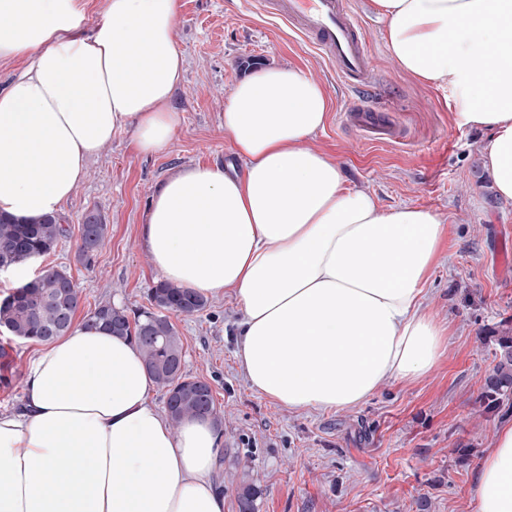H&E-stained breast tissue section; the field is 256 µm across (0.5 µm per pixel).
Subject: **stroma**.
<instances>
[{"label": "stroma", "instance_id": "35a3bbf8", "mask_svg": "<svg viewBox=\"0 0 512 512\" xmlns=\"http://www.w3.org/2000/svg\"><path fill=\"white\" fill-rule=\"evenodd\" d=\"M371 62V82L356 93L349 81L287 21L257 0H178L177 44L184 58L173 103L183 122L169 145L142 153L130 132L118 133L88 166L63 205L70 233L39 269H66L82 290L79 316L101 303L146 305L160 274L139 239L153 194L187 165L218 163L241 170L221 124L233 85L251 70L296 66L329 95L325 127L311 146L341 165L347 186L373 194L382 209L412 204L450 226L444 256L433 270L425 305L449 325L438 365L415 382H388L350 410L291 411L252 389L235 356L238 309L231 296L208 299L192 317L172 316L188 374L208 381L223 421V453L215 474L224 512H238L236 489L250 479L262 490L259 512H469L476 468L498 427L512 420V400L479 402L495 365L493 336L512 326V270L497 263L512 245V201L500 198L482 154L486 131L451 116V91L423 85L393 62L385 23L368 0H348ZM367 101L398 131L375 141L344 128L339 112ZM98 209L106 238L92 265L77 257L84 213ZM36 343L0 330L6 365L0 410L19 407ZM469 456H461V449Z\"/></svg>", "mask_w": 512, "mask_h": 512}]
</instances>
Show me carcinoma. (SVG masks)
<instances>
[{"label":"carcinoma","mask_w":512,"mask_h":512,"mask_svg":"<svg viewBox=\"0 0 512 512\" xmlns=\"http://www.w3.org/2000/svg\"><path fill=\"white\" fill-rule=\"evenodd\" d=\"M107 224L98 211H90L81 224L78 258L86 263L101 247ZM69 235L64 217L48 216L19 222L0 215V269L55 250ZM148 309H129L112 303L100 304L86 316L90 326L108 327L116 336L131 339L140 351L147 371L163 392L164 408L172 426L209 412L219 421L211 386L185 371L174 373L173 360L183 357V344L170 315L193 316L207 300L189 288L160 281L149 289ZM82 301V291L64 269H49L34 281L15 289L0 301V327L21 340L48 342L68 332ZM498 361L484 379L481 401L489 407L512 398V327L494 337ZM262 490L244 481L237 489L238 512H258Z\"/></svg>","instance_id":"1"}]
</instances>
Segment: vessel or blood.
<instances>
[{"mask_svg":"<svg viewBox=\"0 0 512 512\" xmlns=\"http://www.w3.org/2000/svg\"><path fill=\"white\" fill-rule=\"evenodd\" d=\"M266 12L284 17L354 86H363L369 74V54L346 0H261ZM344 125L378 139L394 138L391 127L373 122L359 105L342 113Z\"/></svg>","mask_w":512,"mask_h":512,"instance_id":"obj_1","label":"vessel or blood"}]
</instances>
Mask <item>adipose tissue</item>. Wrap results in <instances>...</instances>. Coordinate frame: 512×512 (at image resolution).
<instances>
[{"instance_id":"ef3b65f1","label":"adipose tissue","mask_w":512,"mask_h":512,"mask_svg":"<svg viewBox=\"0 0 512 512\" xmlns=\"http://www.w3.org/2000/svg\"><path fill=\"white\" fill-rule=\"evenodd\" d=\"M391 57L450 87L459 124L485 130L484 165L512 199V0H369ZM178 0H0V214L60 212L89 160L122 131L157 152L182 123ZM329 95L304 70L239 80L222 122L242 172L197 164L154 195L140 236L152 267L241 309L236 356L251 387L291 410L352 409L385 381L438 364L446 328L422 308L441 218L386 212L308 146ZM137 347L74 322L28 365L20 408L0 411V512H224L211 420L172 426ZM470 512H512V420L469 491Z\"/></svg>"}]
</instances>
